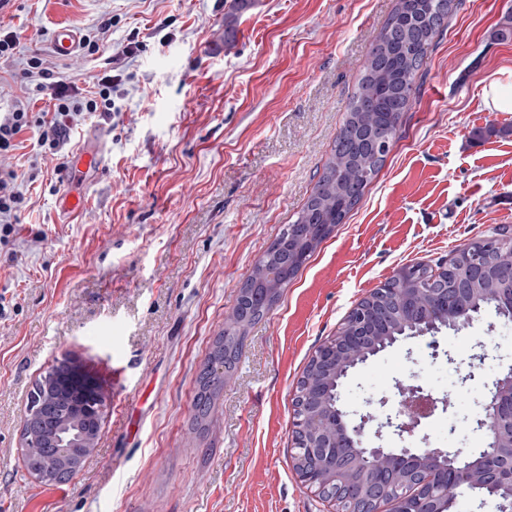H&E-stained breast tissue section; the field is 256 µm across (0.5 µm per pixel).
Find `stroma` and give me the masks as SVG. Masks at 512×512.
I'll list each match as a JSON object with an SVG mask.
<instances>
[{
	"label": "stroma",
	"mask_w": 512,
	"mask_h": 512,
	"mask_svg": "<svg viewBox=\"0 0 512 512\" xmlns=\"http://www.w3.org/2000/svg\"><path fill=\"white\" fill-rule=\"evenodd\" d=\"M397 0H6L0 28L20 36L0 59V113L30 101V58L88 87L130 37L115 110L86 113L64 145L103 134V169L75 215L41 153L19 136L11 168L29 174L27 206L0 245V512H334L293 469V398L315 350L394 270L448 260L512 216V112L485 85L512 71L494 30L512 0H454L384 165L266 316L247 326L207 425L198 376L255 262L311 194L329 160L368 53ZM95 54H55L67 24ZM49 109L48 100L30 101ZM484 130L474 139V130ZM72 355L101 382L95 451L56 486L19 454L28 395ZM478 366L473 380L465 374ZM512 365V320L485 309L434 341L404 339L351 369L341 408L386 446L389 395L415 385L439 410L420 448L478 452L493 381Z\"/></svg>",
	"instance_id": "1"
}]
</instances>
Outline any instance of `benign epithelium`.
<instances>
[{"label": "benign epithelium", "mask_w": 512, "mask_h": 512, "mask_svg": "<svg viewBox=\"0 0 512 512\" xmlns=\"http://www.w3.org/2000/svg\"><path fill=\"white\" fill-rule=\"evenodd\" d=\"M467 267L468 263L462 264L461 274L452 287L434 289L439 305L448 309L450 329L475 317L467 294L476 293L478 289L469 287V284L486 271L491 272L502 284V287L492 289L491 295L498 301V314L512 312V263L502 265L494 261L488 267L472 272ZM366 299L369 307L356 314V328L348 336H336L333 351L320 355L315 362V368L330 375L337 386L350 369L365 363L398 341V337L391 333L372 336L370 330L391 315H402L416 305V297L410 289L399 291L387 299L381 300L372 294ZM55 368L61 370L57 386L62 389L69 387L75 378L84 381L83 402L77 406L75 419L95 425L100 423L105 397L97 378L72 362H59ZM421 393L422 389L418 386H411L404 392V407L397 409L396 417L389 416L386 421V427L395 431L402 445L383 447L365 439L366 420H361L352 428L346 425L338 407L339 394H334L329 405L321 386L309 387L304 392L302 405L298 407L301 418L296 420L297 426L293 427L298 435V447L303 449L296 471L300 481L311 489L329 481L348 489L356 487V493L351 498L353 512H382L393 475L415 466L432 475L441 469L448 472L438 498L450 507L454 503L450 491L462 486L463 477L473 491L512 495V465L504 463L505 456L512 454V368L495 379L486 397L484 416L479 421V426L486 431V443L485 448L476 454H467L455 448H412L405 444L406 439L412 437L414 429L437 410L435 404L422 407ZM309 414L330 418L336 423V432L325 434L304 428L303 418ZM79 446L92 450L95 435L86 433L79 444L62 428L51 437V457L59 464H67L74 458L75 448Z\"/></svg>", "instance_id": "7a95c632"}]
</instances>
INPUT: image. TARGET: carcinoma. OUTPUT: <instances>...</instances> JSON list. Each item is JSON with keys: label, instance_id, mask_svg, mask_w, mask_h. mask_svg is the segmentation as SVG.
<instances>
[{"label": "carcinoma", "instance_id": "1", "mask_svg": "<svg viewBox=\"0 0 512 512\" xmlns=\"http://www.w3.org/2000/svg\"><path fill=\"white\" fill-rule=\"evenodd\" d=\"M452 6L453 0H399L397 9L371 47L345 120L334 140L332 155L312 194L294 220L258 259L252 274L238 290L233 313L215 341L198 379L194 403L197 419L203 421L208 417L214 396L224 387V380L239 353L242 329L261 320L279 298V294L268 288V276L280 268L288 269L281 283V287H287L321 242L337 225L344 223L378 175L400 129L403 113L410 107L419 72L427 62L434 38L448 26ZM487 245L484 249L471 242L458 249L448 262V282L457 278L459 261L466 254L479 253V262L492 254L505 264L512 259V237H503L497 231L495 239ZM410 269L412 282L405 285L389 280L379 292L386 294L405 286L441 287L428 265L417 263ZM66 418L65 407L60 405L54 420L44 425L34 423L35 447L29 449V460L43 472L47 483L54 474L47 467L50 456L41 444ZM433 488V484H422L418 472L411 470L398 479L394 496L422 495Z\"/></svg>", "mask_w": 512, "mask_h": 512}]
</instances>
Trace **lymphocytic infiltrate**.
<instances>
[{
    "label": "lymphocytic infiltrate",
    "instance_id": "1",
    "mask_svg": "<svg viewBox=\"0 0 512 512\" xmlns=\"http://www.w3.org/2000/svg\"><path fill=\"white\" fill-rule=\"evenodd\" d=\"M24 75L36 94L48 97L53 112L48 117L38 116L18 102L10 111L0 113V243L9 242L17 215L26 207V198L17 184L18 175L5 163L17 148V136L31 126L42 127L38 145L42 153L58 159L65 139L84 113L108 116L113 107L111 75H103L92 87L81 89L55 79L53 71L38 57L28 61Z\"/></svg>",
    "mask_w": 512,
    "mask_h": 512
}]
</instances>
